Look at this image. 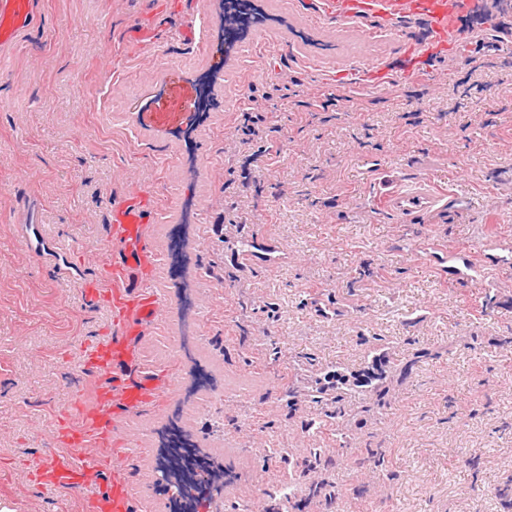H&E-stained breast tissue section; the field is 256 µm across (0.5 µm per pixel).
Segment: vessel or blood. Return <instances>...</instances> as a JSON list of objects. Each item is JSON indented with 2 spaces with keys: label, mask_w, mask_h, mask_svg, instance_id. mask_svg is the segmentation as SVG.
<instances>
[{
  "label": "vessel or blood",
  "mask_w": 512,
  "mask_h": 512,
  "mask_svg": "<svg viewBox=\"0 0 512 512\" xmlns=\"http://www.w3.org/2000/svg\"><path fill=\"white\" fill-rule=\"evenodd\" d=\"M187 0H157L150 13L137 18L126 33L129 41L149 53L161 51L157 31L166 18H179L176 36L194 42L196 29L182 17ZM473 0H313V16L332 26L343 20L380 23L386 32L416 18L426 23L422 43L409 44L403 55V72L415 75L429 57L456 55L457 21L472 9ZM41 21L39 0H0V50L7 52L26 42ZM388 211L415 219L425 214H449L463 206L461 198L436 193L430 181L417 179L411 188L386 193ZM18 232L37 258L54 250L42 224L38 207L17 195ZM156 212L152 191L135 187L112 199L107 224L112 245L100 272L83 288L85 301L105 309L112 319L109 336L84 346L82 364L97 375L94 401L75 393L64 423L59 427L57 451L51 452L36 473L39 485L64 495L78 496L81 512H133L131 480L123 452L112 446V421L158 405L173 389V379L157 375L140 359L136 344L162 319L165 303L151 288L149 276L157 256L148 234ZM422 259L436 265L450 280L482 282L487 271L506 266L499 245L484 250H448L433 244L422 248Z\"/></svg>",
  "instance_id": "obj_1"
}]
</instances>
